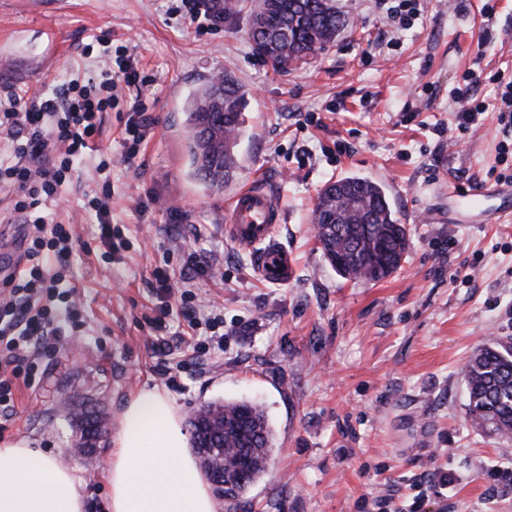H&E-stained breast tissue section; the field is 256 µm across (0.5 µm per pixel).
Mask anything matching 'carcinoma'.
Here are the masks:
<instances>
[{
	"instance_id": "cac0c4a2",
	"label": "carcinoma",
	"mask_w": 512,
	"mask_h": 512,
	"mask_svg": "<svg viewBox=\"0 0 512 512\" xmlns=\"http://www.w3.org/2000/svg\"><path fill=\"white\" fill-rule=\"evenodd\" d=\"M258 13L270 33L290 23L287 52L301 53L312 46L322 49L336 40L346 24L336 0H252L250 16ZM246 103L247 91L229 73L209 78L185 101L191 176L212 192H222L224 184L236 176V147ZM324 194L323 190L317 198L311 223L329 265L350 280L378 282L393 275L404 260L408 234L394 217L383 187L352 176L336 182L334 204H325ZM463 378L472 426L489 434L512 435V353L498 340L481 347L469 359ZM204 409L229 421L213 456L236 457L242 436L253 439L247 477L242 482L235 473L225 478L230 487L224 489L223 497L233 501L266 471L272 456V430L264 409L249 401H215ZM74 417L84 450L95 452L106 434L103 413L95 406H81Z\"/></svg>"
}]
</instances>
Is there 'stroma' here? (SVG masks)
Instances as JSON below:
<instances>
[{
  "label": "stroma",
  "mask_w": 512,
  "mask_h": 512,
  "mask_svg": "<svg viewBox=\"0 0 512 512\" xmlns=\"http://www.w3.org/2000/svg\"><path fill=\"white\" fill-rule=\"evenodd\" d=\"M346 26L311 62L280 73L248 39L249 7L199 35L170 0H0V95L47 92L98 74L105 46L126 47L149 80L138 94L155 118L136 167L123 163L124 108L104 113L106 178L81 164L54 210L74 224L66 269L83 327L39 357L41 384L18 386L0 410V438L70 461L75 431L60 406L98 402L111 418L99 467L78 468L86 512H106V465L122 411L143 388L171 397L181 421L221 401L260 405L272 429L267 471L224 512H512V438L472 427L462 367L478 348L512 336V221L431 224L448 181L497 184L499 145L512 140L492 106L497 71L512 75V0H424L410 29L395 31L373 0H336ZM57 37V61L43 69ZM232 73L247 90L240 168L222 194L192 180L183 103L208 77ZM488 107L460 132L454 88ZM445 135H436L435 126ZM386 189L409 246L401 269L378 282L341 277L314 238L320 189L345 176ZM251 178L276 187L275 237L294 262L288 284L260 281L250 247L225 232V205ZM112 186V224L127 243L109 255L85 198ZM180 204L174 223L165 206ZM211 251L223 278L203 297L224 308V344L204 353L181 343L173 312L163 331L148 318L165 303L157 268L180 270L185 250ZM167 341L165 354L151 342ZM455 475L447 494L423 474Z\"/></svg>",
  "instance_id": "1"
}]
</instances>
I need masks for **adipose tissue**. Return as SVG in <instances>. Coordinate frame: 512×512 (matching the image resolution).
<instances>
[{
    "label": "adipose tissue",
    "instance_id": "adipose-tissue-1",
    "mask_svg": "<svg viewBox=\"0 0 512 512\" xmlns=\"http://www.w3.org/2000/svg\"><path fill=\"white\" fill-rule=\"evenodd\" d=\"M108 512H222L165 392L133 395L106 468ZM74 469L28 439L0 442V512H85Z\"/></svg>",
    "mask_w": 512,
    "mask_h": 512
}]
</instances>
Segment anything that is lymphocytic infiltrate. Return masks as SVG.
Segmentation results:
<instances>
[{
	"label": "lymphocytic infiltrate",
	"mask_w": 512,
	"mask_h": 512,
	"mask_svg": "<svg viewBox=\"0 0 512 512\" xmlns=\"http://www.w3.org/2000/svg\"><path fill=\"white\" fill-rule=\"evenodd\" d=\"M147 80L133 54L114 57L107 53L99 78L73 79L28 97L11 93L0 98V140L6 144L0 153V187L12 191V208L29 228L25 262L6 278V287L0 291V407L10 405L17 379L34 385L36 358L48 338L60 333L51 303H68L72 321L80 319L74 289L68 288L64 275L44 265L51 255L61 261L68 258L72 227L45 223L41 210L47 203L60 200L84 161L93 160L98 174L108 167L97 142L102 114L112 109L123 90ZM152 125L141 98L130 99L123 129L124 163H135ZM185 266L186 274L178 278L165 270L154 271L157 288L167 295L180 292L189 321L201 318L208 328L222 326L224 316L219 306L188 302L195 280L214 276L213 258L207 252L191 250Z\"/></svg>",
	"instance_id": "f902f5d3"
}]
</instances>
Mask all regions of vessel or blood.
<instances>
[{"mask_svg":"<svg viewBox=\"0 0 512 512\" xmlns=\"http://www.w3.org/2000/svg\"><path fill=\"white\" fill-rule=\"evenodd\" d=\"M489 189L484 185L459 187L448 184V208L443 214H429L430 222L443 220L470 221L479 212ZM281 203L274 191L265 183L246 184L233 198L226 211L228 232L232 240L241 245H261L255 272L265 280L285 284L293 277V264L286 251L274 239V228L281 220Z\"/></svg>","mask_w":512,"mask_h":512,"instance_id":"b4317fda","label":"vessel or blood"}]
</instances>
